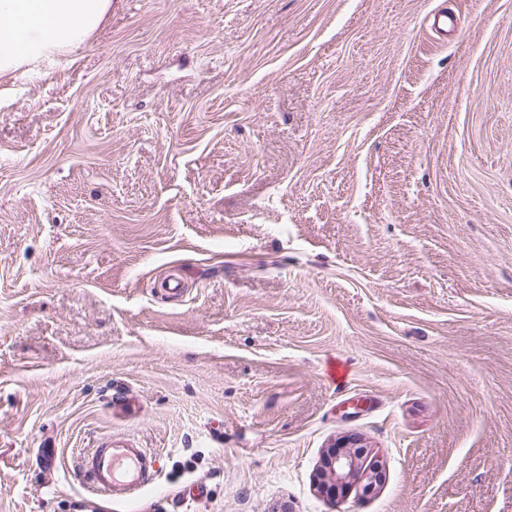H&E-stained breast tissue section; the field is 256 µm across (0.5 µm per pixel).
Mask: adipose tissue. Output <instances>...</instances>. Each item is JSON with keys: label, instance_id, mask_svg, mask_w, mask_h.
<instances>
[{"label": "adipose tissue", "instance_id": "adipose-tissue-1", "mask_svg": "<svg viewBox=\"0 0 512 512\" xmlns=\"http://www.w3.org/2000/svg\"><path fill=\"white\" fill-rule=\"evenodd\" d=\"M112 0H0V76L83 43Z\"/></svg>", "mask_w": 512, "mask_h": 512}]
</instances>
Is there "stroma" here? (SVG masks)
I'll return each instance as SVG.
<instances>
[{
    "label": "stroma",
    "instance_id": "stroma-1",
    "mask_svg": "<svg viewBox=\"0 0 512 512\" xmlns=\"http://www.w3.org/2000/svg\"><path fill=\"white\" fill-rule=\"evenodd\" d=\"M0 512H512V0H112L0 76ZM360 439L347 437L333 443L326 450L316 469L315 488L330 498L336 493L344 494L353 483L364 482V493H369L373 486L381 482L382 474L379 466L369 463L364 455L353 449L340 451L336 448H362ZM79 469L82 481L110 499L140 495L159 475L152 451L123 441L91 449L82 457Z\"/></svg>",
    "mask_w": 512,
    "mask_h": 512
}]
</instances>
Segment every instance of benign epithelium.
Returning <instances> with one entry per match:
<instances>
[{"mask_svg":"<svg viewBox=\"0 0 512 512\" xmlns=\"http://www.w3.org/2000/svg\"><path fill=\"white\" fill-rule=\"evenodd\" d=\"M361 447L360 439L347 437L333 443L326 450L316 469L315 488L334 498L349 490L355 482L364 483V493H369L373 486L381 482L379 466L370 463L357 451Z\"/></svg>","mask_w":512,"mask_h":512,"instance_id":"obj_1","label":"benign epithelium"}]
</instances>
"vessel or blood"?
Segmentation results:
<instances>
[{"mask_svg": "<svg viewBox=\"0 0 512 512\" xmlns=\"http://www.w3.org/2000/svg\"><path fill=\"white\" fill-rule=\"evenodd\" d=\"M79 469L82 481L111 499L142 494L158 477L155 454L123 441L91 449Z\"/></svg>", "mask_w": 512, "mask_h": 512, "instance_id": "vessel-or-blood-1", "label": "vessel or blood"}]
</instances>
